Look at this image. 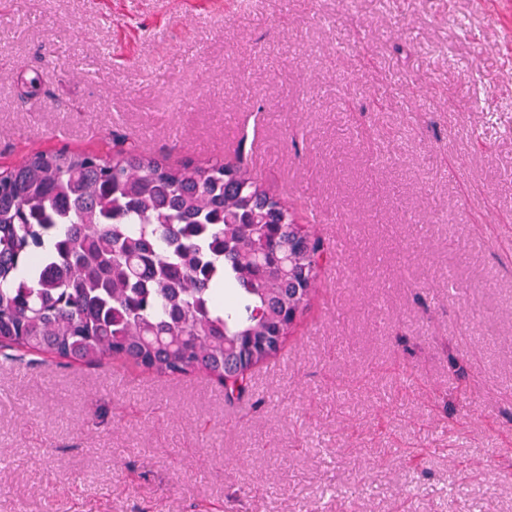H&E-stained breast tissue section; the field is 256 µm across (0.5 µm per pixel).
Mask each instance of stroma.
I'll return each mask as SVG.
<instances>
[{
	"label": "stroma",
	"mask_w": 512,
	"mask_h": 512,
	"mask_svg": "<svg viewBox=\"0 0 512 512\" xmlns=\"http://www.w3.org/2000/svg\"><path fill=\"white\" fill-rule=\"evenodd\" d=\"M116 137L344 249L233 405L0 356V512H512V0H0V171Z\"/></svg>",
	"instance_id": "stroma-1"
}]
</instances>
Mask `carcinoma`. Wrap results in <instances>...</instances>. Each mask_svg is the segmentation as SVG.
Masks as SVG:
<instances>
[{
	"instance_id": "cac0c4a2",
	"label": "carcinoma",
	"mask_w": 512,
	"mask_h": 512,
	"mask_svg": "<svg viewBox=\"0 0 512 512\" xmlns=\"http://www.w3.org/2000/svg\"><path fill=\"white\" fill-rule=\"evenodd\" d=\"M328 255L241 153L172 166L119 140L108 159L35 152L0 174V349L204 372L235 404Z\"/></svg>"
}]
</instances>
